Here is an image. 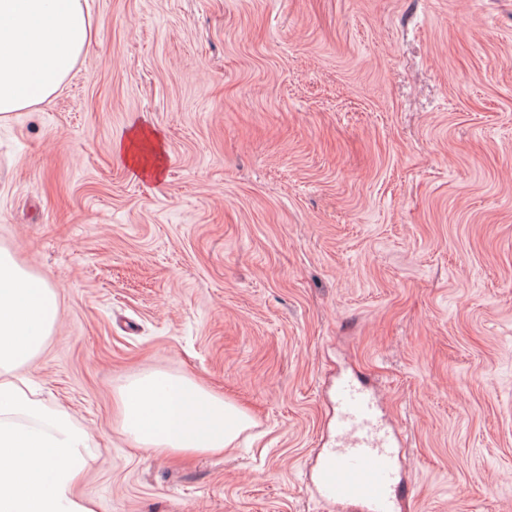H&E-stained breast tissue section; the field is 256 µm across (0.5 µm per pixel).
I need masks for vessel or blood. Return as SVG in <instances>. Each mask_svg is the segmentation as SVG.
<instances>
[{
  "label": "vessel or blood",
  "mask_w": 512,
  "mask_h": 512,
  "mask_svg": "<svg viewBox=\"0 0 512 512\" xmlns=\"http://www.w3.org/2000/svg\"><path fill=\"white\" fill-rule=\"evenodd\" d=\"M335 398L336 444L320 460L309 482L311 493L335 502L339 512H395L402 494L395 435L363 387L340 382Z\"/></svg>",
  "instance_id": "1"
}]
</instances>
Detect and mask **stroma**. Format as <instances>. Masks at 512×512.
Masks as SVG:
<instances>
[{
	"mask_svg": "<svg viewBox=\"0 0 512 512\" xmlns=\"http://www.w3.org/2000/svg\"><path fill=\"white\" fill-rule=\"evenodd\" d=\"M51 102L0 121V247L60 316L20 374L90 433L95 512H338L308 479L356 375L400 512H512V0H91ZM155 130L161 177L114 145ZM253 421L178 457L136 376ZM122 431L140 448L183 455L222 452L248 416L193 378L151 371L119 388Z\"/></svg>",
	"mask_w": 512,
	"mask_h": 512,
	"instance_id": "1",
	"label": "stroma"
}]
</instances>
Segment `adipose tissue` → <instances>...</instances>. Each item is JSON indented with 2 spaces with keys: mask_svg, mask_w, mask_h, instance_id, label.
Instances as JSON below:
<instances>
[{
  "mask_svg": "<svg viewBox=\"0 0 512 512\" xmlns=\"http://www.w3.org/2000/svg\"><path fill=\"white\" fill-rule=\"evenodd\" d=\"M94 38L89 0H0V120L54 95ZM145 130L118 142L136 172L159 177L162 153ZM59 317L58 292L0 248V512H94L76 484L92 458L90 435L36 399L19 369L37 357ZM123 432L141 448L217 453L248 416L195 379L151 371L122 385Z\"/></svg>",
  "mask_w": 512,
  "mask_h": 512,
  "instance_id": "adipose-tissue-1",
  "label": "adipose tissue"
}]
</instances>
